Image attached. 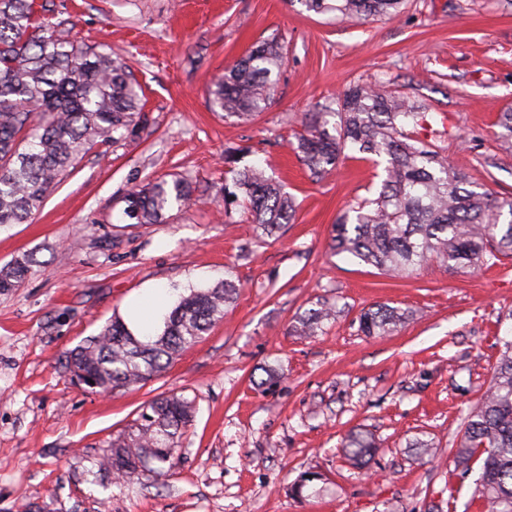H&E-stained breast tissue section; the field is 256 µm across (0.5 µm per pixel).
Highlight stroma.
I'll list each match as a JSON object with an SVG mask.
<instances>
[{
  "label": "stroma",
  "instance_id": "stroma-1",
  "mask_svg": "<svg viewBox=\"0 0 512 512\" xmlns=\"http://www.w3.org/2000/svg\"><path fill=\"white\" fill-rule=\"evenodd\" d=\"M36 3L62 35L127 62L147 125L84 155L32 223L0 229V265L38 262L0 294V512H481L450 450L512 334V262L394 278L333 254V225L377 197L387 162L350 151L317 177L290 143L347 85L377 84L419 105L408 136L433 143L467 188L512 199L497 124L512 108V0H407L361 21L300 0ZM271 37L285 63L264 111L248 123L212 111L213 80ZM229 147L293 198L274 235L243 208L225 212ZM174 178L192 187L190 206L162 224L122 220L131 188ZM222 279L238 287L234 306L161 376L110 394L72 383L68 352L132 301L158 288L171 306ZM320 301L335 320L297 335ZM379 304L406 318L364 335L359 317ZM170 393L197 405L175 468L141 482L100 470L143 404ZM357 428L380 445L365 470L342 448ZM305 472L321 474L319 492L295 496Z\"/></svg>",
  "mask_w": 512,
  "mask_h": 512
}]
</instances>
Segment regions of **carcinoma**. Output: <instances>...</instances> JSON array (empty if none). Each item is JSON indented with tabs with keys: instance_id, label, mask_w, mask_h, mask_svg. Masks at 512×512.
<instances>
[{
	"instance_id": "cac0c4a2",
	"label": "carcinoma",
	"mask_w": 512,
	"mask_h": 512,
	"mask_svg": "<svg viewBox=\"0 0 512 512\" xmlns=\"http://www.w3.org/2000/svg\"><path fill=\"white\" fill-rule=\"evenodd\" d=\"M315 12H339L362 19L398 13L403 0H299ZM284 61L275 38L255 45L219 78L210 106L224 117L250 118L263 111L272 76ZM139 84L130 67L106 46L79 45L57 35L38 15L35 0H0V228L27 224L48 192L77 159L99 144L143 128ZM334 112H310L295 133L294 149L313 173L339 165L348 148L387 158V177L378 197L334 225L331 249L347 253L386 274L406 277L435 264L445 270L494 265L512 257V199L490 198L463 187V179L425 141L410 140L402 123L417 122V106L383 88L354 85L336 101ZM338 122L328 128L329 118ZM224 162L233 174L235 197L251 212L256 227L271 236L289 223L294 200L255 165L238 166L229 148ZM193 201L185 182L162 180L127 193L123 216L135 224H160L175 205ZM29 255L0 266V294H8L33 273ZM237 286L221 281L181 298L153 333L135 335L114 318L98 335L66 356L65 368L90 375L95 393L143 386L161 375L176 356L194 346L224 318ZM335 316L327 302L299 318L296 332L309 336ZM404 314L390 306L360 315L367 336L392 331ZM194 401L161 395L147 402L131 435L105 450L100 466L123 479H150L177 464L179 439L191 425ZM343 448L364 468L378 443L352 430ZM455 470L467 474L480 463L475 493L483 512H512V338L502 340L494 375L484 396L467 413L459 443L451 449Z\"/></svg>"
}]
</instances>
